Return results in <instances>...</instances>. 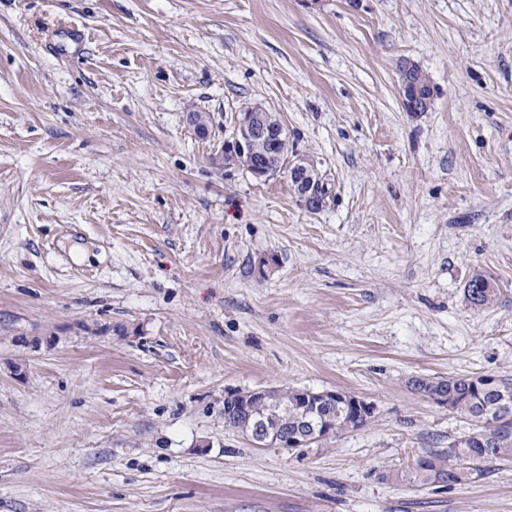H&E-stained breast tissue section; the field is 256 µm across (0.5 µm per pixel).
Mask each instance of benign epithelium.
<instances>
[{
  "mask_svg": "<svg viewBox=\"0 0 512 512\" xmlns=\"http://www.w3.org/2000/svg\"><path fill=\"white\" fill-rule=\"evenodd\" d=\"M399 93L402 104L408 112H418L421 107L428 104L429 97L422 95L413 88L406 74L399 76ZM265 138L270 140L271 150L269 154L259 163H256L246 171L256 178H267L280 171L287 173L290 181L294 182L298 189L302 205L309 211H317L323 208L325 198L316 194L312 190L313 177L309 174L301 162L292 160L281 149L283 139L281 133L276 128L264 124L259 118L253 116L250 112H242L236 116L233 141L224 148V166L240 167V162L254 153L256 140ZM271 388H258L247 391H231L224 395V401L249 402L265 399ZM298 394L301 397L305 407L319 406L321 404L336 405L341 404L353 413L356 420H370L374 409L373 407L360 399L359 397L340 390H325L313 392L310 390H300ZM246 412V421L238 427L257 447H277L289 450L304 448L314 441H322L334 435L335 428L331 420L324 418L320 421L318 428L311 431L302 426L292 434L288 430L279 431L273 429L265 421L252 418L249 407H244Z\"/></svg>",
  "mask_w": 512,
  "mask_h": 512,
  "instance_id": "1",
  "label": "benign epithelium"
}]
</instances>
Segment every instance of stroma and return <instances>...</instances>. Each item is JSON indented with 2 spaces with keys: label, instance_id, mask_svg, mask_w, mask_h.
Returning <instances> with one entry per match:
<instances>
[{
  "label": "stroma",
  "instance_id": "35a3bbf8",
  "mask_svg": "<svg viewBox=\"0 0 512 512\" xmlns=\"http://www.w3.org/2000/svg\"><path fill=\"white\" fill-rule=\"evenodd\" d=\"M248 104L322 210L225 168ZM470 373L512 376V0H0V512H512V459L396 478L465 428L412 378ZM277 385L374 414L225 427ZM399 93L407 112H419L422 105L428 104L429 97L421 95L417 89L411 86L405 71L399 76ZM468 300L478 308H486L498 300L499 290L490 278L484 274L474 273L465 287ZM281 389L277 391L276 405L272 408L258 405L255 408V413L260 415L262 413H268L270 410L275 412L287 411L288 410V429L279 431L273 429L265 421L260 419L252 420L250 409L248 406L249 401L264 400L272 389L276 387H265L252 389L247 391H231L226 392L224 395V406L227 401L237 400L239 404V411L246 412V421L237 428V431L242 432L255 446L257 447H277L286 448L289 450L296 448H304L309 443L314 441H322L330 438L334 435H341L344 432L352 430L350 415L343 413L336 404H341L349 410L351 414L353 412L354 419L358 422L359 419H363L368 422L374 412L373 407L360 399L359 397L350 393L340 390H325L320 392H313L310 390H299L297 393L300 395L302 402L307 409L310 405H313V412L315 408L321 404L336 406V411L329 406H321L317 408V412L310 414L304 418V411L300 407V401L296 390L293 387L281 385ZM242 401L245 402L243 409ZM331 416L334 419L335 428L332 426L331 419L323 418L325 416ZM322 419V420H321ZM301 421L303 424H307L306 421L316 425L320 420L317 430L312 427L311 432L307 426H297L296 431L293 434H288L295 429V422ZM306 420V421H304ZM351 428V429H350ZM311 443V444H313Z\"/></svg>",
  "mask_w": 512,
  "mask_h": 512
}]
</instances>
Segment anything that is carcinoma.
Instances as JSON below:
<instances>
[{
  "mask_svg": "<svg viewBox=\"0 0 512 512\" xmlns=\"http://www.w3.org/2000/svg\"><path fill=\"white\" fill-rule=\"evenodd\" d=\"M465 294L474 306L486 308L497 302L499 290L490 278L476 272L468 281ZM480 380L481 376L473 374L446 378L421 376L411 380L414 390L426 396L447 394L451 413L464 419L468 427L448 439V444L455 449L454 461H448V452L440 448L429 450L424 455L426 466L411 467L403 476L404 480L428 485L433 483L434 477L443 476L450 486L471 484L488 473V464L512 459V400L504 398V393H512V378H498L494 388L481 386ZM271 410L288 412L290 430L299 420L315 425L327 415L334 419L335 434L341 435L352 428L349 416L325 405L317 408L316 413L304 416L296 389L289 386L277 391L274 407L259 405L255 413L266 414Z\"/></svg>",
  "mask_w": 512,
  "mask_h": 512,
  "instance_id": "obj_1",
  "label": "carcinoma"
}]
</instances>
